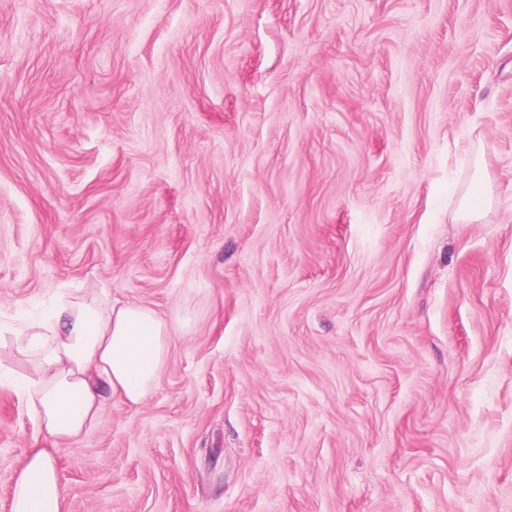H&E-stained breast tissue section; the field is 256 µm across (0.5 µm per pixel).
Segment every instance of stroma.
I'll return each mask as SVG.
<instances>
[{
	"instance_id": "stroma-1",
	"label": "stroma",
	"mask_w": 512,
	"mask_h": 512,
	"mask_svg": "<svg viewBox=\"0 0 512 512\" xmlns=\"http://www.w3.org/2000/svg\"><path fill=\"white\" fill-rule=\"evenodd\" d=\"M76 287L189 324L75 445L10 360L0 512H512V0H0V313ZM66 495L49 449L32 447L19 456L11 512H64Z\"/></svg>"
}]
</instances>
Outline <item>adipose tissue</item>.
I'll list each match as a JSON object with an SVG mask.
<instances>
[{
    "label": "adipose tissue",
    "mask_w": 512,
    "mask_h": 512,
    "mask_svg": "<svg viewBox=\"0 0 512 512\" xmlns=\"http://www.w3.org/2000/svg\"><path fill=\"white\" fill-rule=\"evenodd\" d=\"M184 326L147 305L118 306L84 290L60 298L41 318H1L0 342L12 339L32 365L22 388L38 429L75 444L95 427L109 397L131 405L150 397ZM65 500L51 451H24L11 512H64Z\"/></svg>",
    "instance_id": "obj_1"
}]
</instances>
